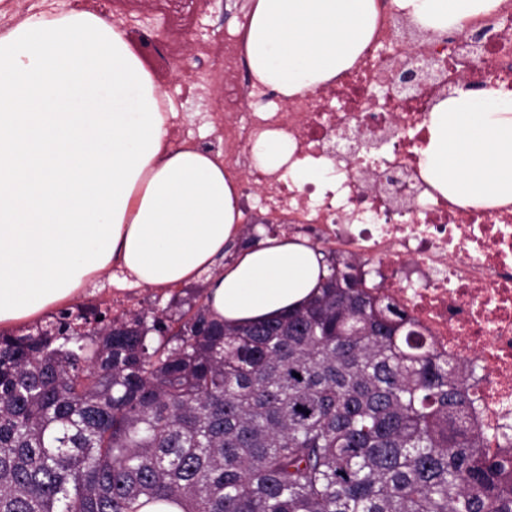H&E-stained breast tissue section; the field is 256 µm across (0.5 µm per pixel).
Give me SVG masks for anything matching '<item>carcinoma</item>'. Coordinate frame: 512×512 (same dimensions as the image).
<instances>
[{
  "mask_svg": "<svg viewBox=\"0 0 512 512\" xmlns=\"http://www.w3.org/2000/svg\"><path fill=\"white\" fill-rule=\"evenodd\" d=\"M321 254L318 293L263 322L194 288L0 333V512H512V449L467 425L474 368Z\"/></svg>",
  "mask_w": 512,
  "mask_h": 512,
  "instance_id": "obj_1",
  "label": "carcinoma"
}]
</instances>
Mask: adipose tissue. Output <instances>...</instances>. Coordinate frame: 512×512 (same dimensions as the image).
<instances>
[{"instance_id": "ef3b65f1", "label": "adipose tissue", "mask_w": 512, "mask_h": 512, "mask_svg": "<svg viewBox=\"0 0 512 512\" xmlns=\"http://www.w3.org/2000/svg\"><path fill=\"white\" fill-rule=\"evenodd\" d=\"M501 0H397L422 33L461 30ZM375 0H252L258 80L291 97L353 65ZM151 72L98 14L32 15L0 34V328L74 301L119 266L166 288L213 269L238 231L219 156L170 147ZM424 179L465 207L512 203V91L456 90L435 105ZM327 267L308 243L266 239L209 288L212 314L264 321L307 302Z\"/></svg>"}]
</instances>
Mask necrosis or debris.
Here are the masks:
<instances>
[{"instance_id": "1", "label": "necrosis or debris", "mask_w": 512, "mask_h": 512, "mask_svg": "<svg viewBox=\"0 0 512 512\" xmlns=\"http://www.w3.org/2000/svg\"><path fill=\"white\" fill-rule=\"evenodd\" d=\"M374 34L356 62L332 81L289 98L256 84L243 32L193 47L221 81L214 137L201 149L221 154L237 189L240 221L261 220L312 236L323 247L373 264L372 294L388 295L440 357L478 364L469 427L488 454L512 442V204L460 206L421 174L426 120L437 93L424 86L374 96L395 61H457L444 78L512 91V0L468 22L464 36L421 47L400 39L394 0H377ZM478 38L477 53L468 39ZM268 132L288 139V162L259 166L254 146ZM317 166L323 183L298 184L292 169Z\"/></svg>"}]
</instances>
